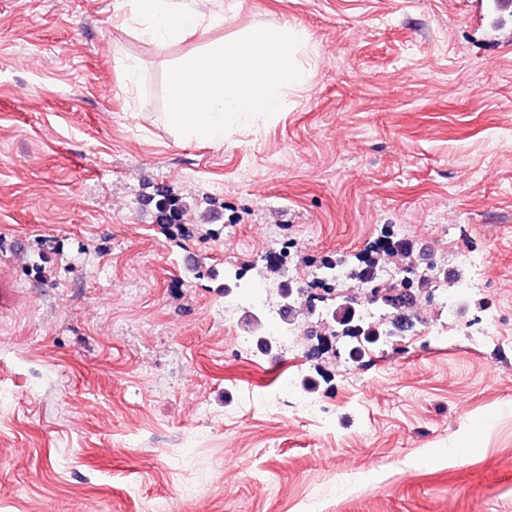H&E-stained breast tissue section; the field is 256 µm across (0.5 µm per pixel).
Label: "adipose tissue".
Segmentation results:
<instances>
[{"label": "adipose tissue", "instance_id": "obj_1", "mask_svg": "<svg viewBox=\"0 0 512 512\" xmlns=\"http://www.w3.org/2000/svg\"><path fill=\"white\" fill-rule=\"evenodd\" d=\"M130 20L135 31L164 46L204 27L224 24L222 12H202L198 0H132Z\"/></svg>", "mask_w": 512, "mask_h": 512}]
</instances>
